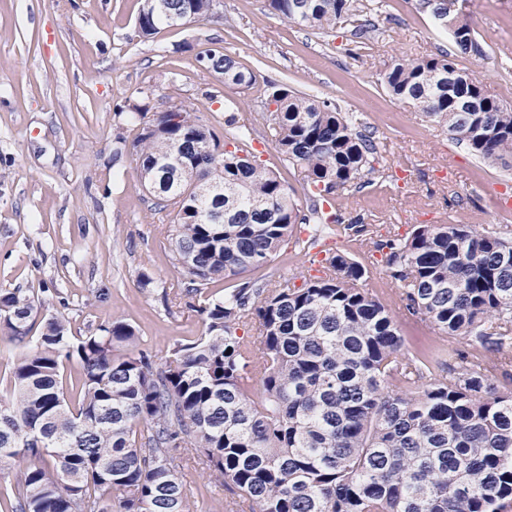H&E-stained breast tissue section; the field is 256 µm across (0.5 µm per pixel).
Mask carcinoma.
Segmentation results:
<instances>
[{"mask_svg": "<svg viewBox=\"0 0 512 512\" xmlns=\"http://www.w3.org/2000/svg\"><path fill=\"white\" fill-rule=\"evenodd\" d=\"M212 0H144L147 37L160 25L206 19ZM456 0H422L465 55L485 48ZM282 18L333 28L355 0H269ZM204 69L247 88L254 76L210 50ZM458 74L448 81V71ZM404 100L478 157L512 158V105L448 57L401 59L383 75ZM265 120L280 154L315 200L304 212L254 153L253 129L230 114L224 142L192 105L136 106L132 146L155 209L172 216L185 294L239 282L203 300L204 336L176 344L161 365L115 321L72 340L65 321L30 336L31 302L0 292V333L23 350L13 395L0 397V460L30 461L22 483L0 484L6 512H189L170 449L199 452L210 472L257 512H512V243L465 224H424L368 236L321 204L361 188L374 171L370 134L328 102L275 83ZM339 232L368 237L407 311L438 340L404 350L396 320L360 282L368 269L328 252L321 276L272 285L246 273L285 241L299 251ZM258 324L259 346L238 334ZM468 336L472 349L445 340ZM82 373L78 405L64 362Z\"/></svg>", "mask_w": 512, "mask_h": 512, "instance_id": "cac0c4a2", "label": "carcinoma"}]
</instances>
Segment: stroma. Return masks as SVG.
I'll return each instance as SVG.
<instances>
[{"label":"stroma","mask_w":512,"mask_h":512,"mask_svg":"<svg viewBox=\"0 0 512 512\" xmlns=\"http://www.w3.org/2000/svg\"><path fill=\"white\" fill-rule=\"evenodd\" d=\"M374 40L352 41L351 22L322 30L284 20L268 0H220L223 21L203 20L138 34L142 0H0V290H21L29 322L61 316L73 338L114 321L135 330L141 349L164 362L175 344L204 332V295L234 286L231 278L184 297L185 271L173 259L171 226L152 208L132 153L113 160L117 136L134 140L132 104L158 112L194 104L200 122L223 134L226 112L251 124L260 158L299 207L310 192L296 165L279 153L267 129V84L336 105L355 115L377 148L372 181L336 201L342 220L363 217L380 234L416 224H472L512 240V209L496 203L512 187V163L490 165L411 104L392 97L382 75L396 59L448 55L500 100L512 103V0H457L486 54H460L419 0H383ZM218 49L254 73L251 87L225 84L205 70L200 53ZM124 114H116V107ZM406 170L398 177L396 168ZM452 168L457 177L440 176ZM328 247L356 256L370 271L362 286L394 316L407 348L434 330L410 316L372 251L345 235ZM292 244L254 270L277 284L314 274ZM151 278L143 286V278ZM190 512H236L232 495L200 465L195 449H173Z\"/></svg>","instance_id":"stroma-1"}]
</instances>
